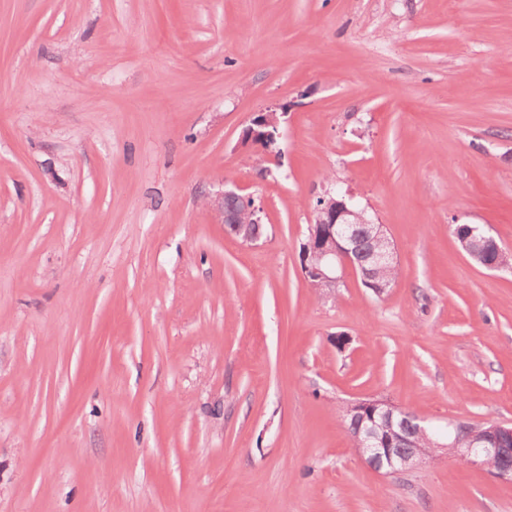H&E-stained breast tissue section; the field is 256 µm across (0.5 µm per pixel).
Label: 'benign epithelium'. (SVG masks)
<instances>
[{
	"label": "benign epithelium",
	"mask_w": 512,
	"mask_h": 512,
	"mask_svg": "<svg viewBox=\"0 0 512 512\" xmlns=\"http://www.w3.org/2000/svg\"><path fill=\"white\" fill-rule=\"evenodd\" d=\"M288 114V104L274 103L253 114L249 124L244 128L241 141L248 143L262 139L271 145L280 136L281 118ZM210 208L215 213L218 223L226 231L246 243L259 240L253 233V225L263 224L264 209L255 203L250 194L242 189L224 187L210 199ZM310 224H331L329 235L317 239L311 234L309 247L314 262L303 270L304 277L326 283L336 288L342 274L349 270L360 280L369 281V272L357 269L353 264L349 250L341 244L347 238L348 226L363 225L374 239H388L385 225L379 223L375 216L365 208H358L353 202V195L347 193L341 200H336V192L327 190L317 198ZM371 265L375 268L394 265L397 255L393 243H388L384 250L372 252ZM385 407L391 423L397 426L394 439L388 446H383L372 431L358 437L356 450L362 459L376 471L388 475H397L406 471L419 469L430 463L439 451L463 459L467 464L485 469L501 480H512V425L494 424L487 428L483 425H467L464 431L470 444L461 448L457 442L449 444L433 443L428 448L420 446L414 436L407 433L405 411L397 409L385 400L358 399L346 404L343 416L355 417L368 408Z\"/></svg>",
	"instance_id": "benign-epithelium-1"
}]
</instances>
